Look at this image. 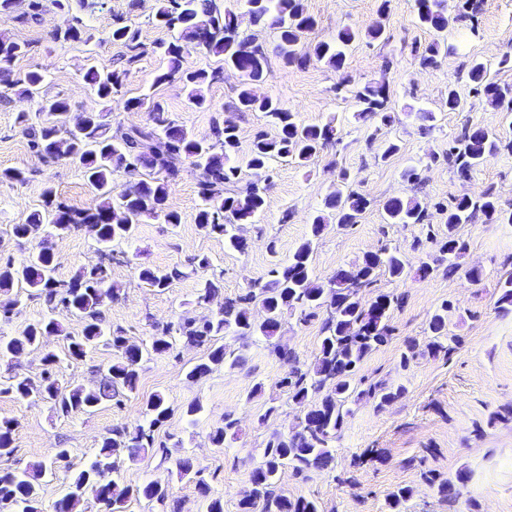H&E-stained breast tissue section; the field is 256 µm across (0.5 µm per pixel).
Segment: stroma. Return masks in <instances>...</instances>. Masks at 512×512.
Here are the masks:
<instances>
[{"label":"stroma","instance_id":"1","mask_svg":"<svg viewBox=\"0 0 512 512\" xmlns=\"http://www.w3.org/2000/svg\"><path fill=\"white\" fill-rule=\"evenodd\" d=\"M39 20L24 21L29 0H19L13 11L0 13V33L29 44L28 55L17 58L12 72L39 65L47 74L43 92L68 99L72 115L94 105V96L83 79L87 64L108 71L116 66L118 50L97 40L112 22L122 17L138 29L144 43L167 39L166 30L156 27V0H140L129 9V0H40ZM316 24L303 39V51L320 41L330 40L338 28L366 31L374 24L385 27L382 41L361 39L346 50L342 70L324 63L307 66L284 65L277 48L274 29L257 30V41L268 56V73L260 93L277 98L297 112L307 124L335 119L340 140L321 151L307 166L276 161L266 192V206L256 223L245 224L241 232L249 247L245 252L229 248L223 237L207 234L195 222L199 208L196 178L184 172L171 183L167 205L179 213L181 222L170 225L160 218H145L138 224L130 243L115 245V252L127 259L113 263L111 277L121 286L119 301L108 304L106 328H122L130 341L148 343L155 327L186 319H202L217 310L219 300L197 303L202 279L219 276L224 296L236 295L255 281H267L269 271L286 263L294 250L309 238L310 224L324 209L326 196L347 170L351 186L369 201L356 224L341 228L329 224L315 240L311 257L318 280L331 277L336 269L360 262L365 253L384 246L403 252L410 268L437 256L427 241L428 226H441L443 210L454 198H473L494 192L503 209H512V150L489 157L481 167L462 179L441 156L461 128L480 123L500 132L512 126L503 109L476 97L468 72L473 62L484 63L491 77L512 84V65L502 64L504 53L512 51V0H482L473 22L450 23L445 39L447 53L436 65L420 63L423 49L436 38L434 31L420 25L414 0H304ZM80 16L89 41L55 42L50 32L65 17ZM164 61L146 54L128 69L122 97L116 98L106 120L111 127L142 126L150 121L146 110H126L124 101L144 92L161 100L170 117L198 137L211 133L214 117L232 121L238 130L241 150H248L256 132L267 129L262 113L236 112L231 108L240 76L225 71L206 90L210 109H195L180 82L156 84ZM363 83L385 79L391 104L397 115L393 125L366 123L356 116L357 103L342 77ZM471 102L465 112L443 108L448 88ZM34 100L9 94L0 101V169L26 172L24 184L0 182V258L21 261L26 253L16 245L11 227L42 205V194L53 188L60 200L73 207L91 202L87 179L80 164L71 161L44 162L29 146V139L17 121L19 113H35ZM398 141L399 151L389 158L381 153L388 141ZM438 162H430V155ZM416 168L422 183L412 189L402 177L405 169ZM416 197L428 207V223L390 224L385 220L384 202L394 196ZM457 232L467 250L463 267H476L480 281L464 275L449 277L434 272L427 278L411 277L396 283L378 275L374 292L403 295L401 307L391 313V338L360 365L357 376L366 383L383 382L403 387V394L391 404L376 408L368 398L352 403L336 446L332 468L303 474L291 468L279 473L281 489L288 495L314 499L320 512H388L386 500L401 486L413 495L405 512H512V315L495 311L499 282L512 274V224L491 223L477 217L462 224ZM55 276L70 279L76 269L97 262L102 253L94 235L86 230L53 239ZM205 256L209 268L201 269L197 257ZM165 270L174 266L185 275L168 288H152L139 281L136 266ZM448 310V333L459 337L460 345L448 354L432 355L426 348L427 323L440 308ZM320 318L302 323L285 317L276 340L293 349L304 364H312L319 351ZM418 346L408 366L400 356L406 340ZM65 340L48 336L38 348L26 351L18 360L20 372L39 378L47 353L61 355V382L91 387L97 384V367L113 358L111 350L96 346L86 357H63ZM244 363L234 369L219 368L198 381L189 380V369L205 358L200 347L176 343L162 355H149L143 364L136 394L123 405L106 404L91 414L60 416L50 404L19 400L0 394V416L13 419L14 460L25 465L33 459L51 462L41 480L44 504L59 499L67 485L69 471L86 465L103 436L114 426L137 419L145 401L163 395L171 409L155 432L158 443L169 448L171 459L148 452L137 460L125 461L123 484L134 487L149 481L167 486L182 512H205L208 498L224 502V512H238L240 500L251 488L249 474L262 460L268 440L293 427L299 408L288 397L281 380L288 371L270 351L266 340L241 344ZM261 393H253L255 384ZM200 402L203 410L188 418L189 403ZM238 421V436L216 447L211 437L223 427L225 417ZM68 456L55 461L56 449ZM189 456L195 470L209 485L201 494L196 482L179 480L173 458ZM441 477L465 472L464 484L453 497H446L436 485L426 482L424 472Z\"/></svg>","mask_w":512,"mask_h":512}]
</instances>
